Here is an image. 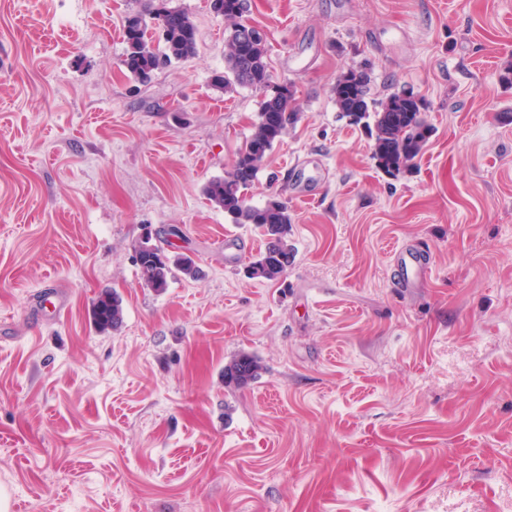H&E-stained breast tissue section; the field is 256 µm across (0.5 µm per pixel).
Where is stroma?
<instances>
[{"instance_id": "35a3bbf8", "label": "stroma", "mask_w": 512, "mask_h": 512, "mask_svg": "<svg viewBox=\"0 0 512 512\" xmlns=\"http://www.w3.org/2000/svg\"><path fill=\"white\" fill-rule=\"evenodd\" d=\"M195 58L122 64L135 0H0V490L14 512H512V0H248L297 123L248 191L287 202L294 262L204 187L262 94L217 90L223 16L171 0ZM423 98L391 178L336 108L347 69ZM303 182L305 196L290 194ZM178 229L197 279L147 288L132 245ZM246 248L224 260V237ZM422 245L423 286L392 253ZM123 324L92 325L99 292ZM63 313H56L57 301ZM266 371L224 383L239 352Z\"/></svg>"}]
</instances>
